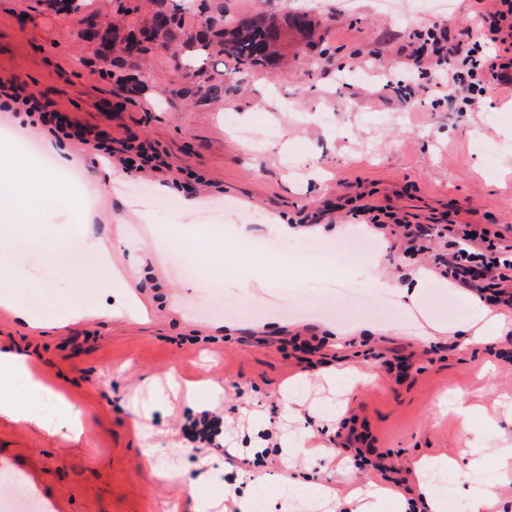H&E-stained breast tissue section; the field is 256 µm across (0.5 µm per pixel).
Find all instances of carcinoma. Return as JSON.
I'll use <instances>...</instances> for the list:
<instances>
[{
    "label": "carcinoma",
    "mask_w": 512,
    "mask_h": 512,
    "mask_svg": "<svg viewBox=\"0 0 512 512\" xmlns=\"http://www.w3.org/2000/svg\"><path fill=\"white\" fill-rule=\"evenodd\" d=\"M155 9L139 33L131 32L124 41L139 47V54L149 46L177 43L184 57L177 68L196 79V92L203 99L224 96V79L211 66L216 58H228L244 68L277 65L280 47L288 33L294 31L310 45L317 43L316 24L305 11L281 16L256 10L228 18L209 15L208 0L196 5L200 29L184 28V4L180 0H155Z\"/></svg>",
    "instance_id": "cac0c4a2"
}]
</instances>
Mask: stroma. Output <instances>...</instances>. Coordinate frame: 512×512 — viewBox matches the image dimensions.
Masks as SVG:
<instances>
[{
  "mask_svg": "<svg viewBox=\"0 0 512 512\" xmlns=\"http://www.w3.org/2000/svg\"><path fill=\"white\" fill-rule=\"evenodd\" d=\"M231 14L257 8L296 9L320 25L331 58L297 38L288 40L281 71L224 64V95L199 101L190 80H176L172 49L153 47L135 64L107 62L96 41L82 38L75 14L44 0H0V80L53 105L68 121L112 146L104 165L92 145L60 135L67 169L42 150L47 127L0 112V166H22L29 178L51 176L62 200L44 223L26 220L27 201L0 191L15 223L0 237V290L12 291L36 313L33 321L0 305V348L34 356L51 388L84 419L72 443L24 420L0 417V469L37 483L54 512H190L193 495L222 496L201 461L223 457L236 476L239 457L194 448L182 427L197 418L207 381L224 389L213 410L224 419L225 446L254 447L263 431L280 428L336 451L343 467L298 455L290 467L271 456L254 478L312 476L341 500L394 478L414 491L413 463L450 457L458 470L451 497L497 486L490 512H512V471L501 455L512 449V330L483 342L457 334L471 314L475 290L448 284L432 256L406 253L402 224H477L512 241V88L487 79L478 104L461 112L448 98L445 67L413 63L418 37L432 26L478 41V13L493 0H210ZM159 156L157 169L124 171L128 146ZM153 192L151 211L130 201L125 185ZM383 229L367 233L363 209ZM222 209L224 234L210 237L205 215ZM301 228L346 224L337 237L314 240L374 248L356 264H338L335 277L370 287L375 275L402 278L423 270L427 286L411 310L378 318L317 293L323 272L307 255L256 252L274 240L272 216ZM188 224L194 236L178 239ZM140 227L139 251L116 248ZM97 239L112 250L111 267L72 241ZM181 240L201 279L178 277L166 247ZM148 268L135 281L131 270ZM22 278H12V271ZM253 278L242 288L234 275ZM249 304L220 315H189L187 305L208 288ZM387 326L384 335L375 326ZM362 327L335 342V327ZM359 376L344 398L340 421L314 409L330 397L326 370ZM306 379L308 394L295 420L282 410L289 382ZM453 395L472 407L475 438L460 431L440 404ZM374 448L395 475L341 447L345 435ZM164 456L177 479H159L146 450Z\"/></svg>",
  "mask_w": 512,
  "mask_h": 512,
  "instance_id": "stroma-1",
  "label": "stroma"
}]
</instances>
